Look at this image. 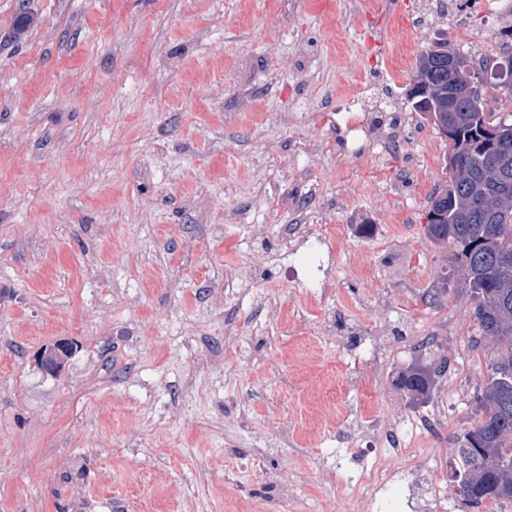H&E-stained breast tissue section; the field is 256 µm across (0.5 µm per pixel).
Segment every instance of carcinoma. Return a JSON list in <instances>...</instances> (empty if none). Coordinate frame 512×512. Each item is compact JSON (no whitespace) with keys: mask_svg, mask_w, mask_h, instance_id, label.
Wrapping results in <instances>:
<instances>
[{"mask_svg":"<svg viewBox=\"0 0 512 512\" xmlns=\"http://www.w3.org/2000/svg\"><path fill=\"white\" fill-rule=\"evenodd\" d=\"M448 56L454 63H435V53L420 61L424 91L412 98V107L441 113L454 141L448 183L430 197L427 235L453 247L480 331L497 344L477 421L459 438L456 452L454 475L466 509L512 500V123L490 121L478 92L481 72L460 52ZM489 122L509 152L486 142ZM431 382L430 372L420 368L398 377L400 388L417 398Z\"/></svg>","mask_w":512,"mask_h":512,"instance_id":"carcinoma-1","label":"carcinoma"}]
</instances>
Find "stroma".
I'll list each match as a JSON object with an SVG mask.
<instances>
[{
    "mask_svg": "<svg viewBox=\"0 0 512 512\" xmlns=\"http://www.w3.org/2000/svg\"><path fill=\"white\" fill-rule=\"evenodd\" d=\"M328 2L29 0L16 39L0 0V512H370L337 456L426 404L456 504L495 346L427 235L448 140L408 90L437 43L512 60V0ZM357 95L385 135L352 147ZM431 374L425 369H411L398 377V384L407 394L414 397H423L430 389Z\"/></svg>",
    "mask_w": 512,
    "mask_h": 512,
    "instance_id": "1",
    "label": "stroma"
}]
</instances>
